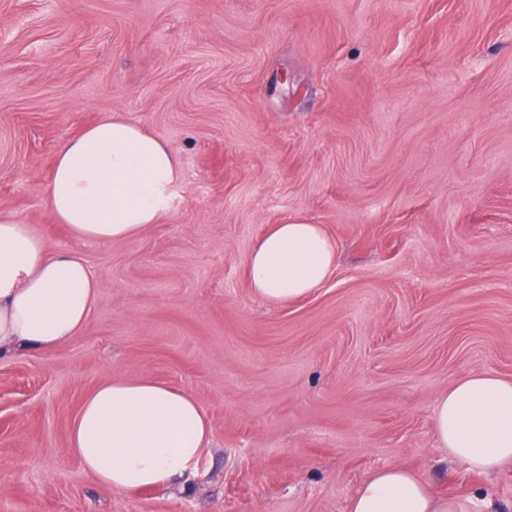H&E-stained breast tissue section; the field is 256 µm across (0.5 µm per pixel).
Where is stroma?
<instances>
[{
    "instance_id": "35a3bbf8",
    "label": "stroma",
    "mask_w": 512,
    "mask_h": 512,
    "mask_svg": "<svg viewBox=\"0 0 512 512\" xmlns=\"http://www.w3.org/2000/svg\"><path fill=\"white\" fill-rule=\"evenodd\" d=\"M176 150L159 223L76 237L55 153L103 114ZM0 214L99 283L77 336L0 359V512H348L404 465L512 512L434 429L439 395L512 380V0H0ZM302 217L327 280L269 305L246 261ZM195 395L212 439L183 488L117 492L69 435L109 379Z\"/></svg>"
}]
</instances>
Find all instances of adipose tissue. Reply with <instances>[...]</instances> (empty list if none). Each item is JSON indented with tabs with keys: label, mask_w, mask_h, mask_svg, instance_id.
Instances as JSON below:
<instances>
[{
	"label": "adipose tissue",
	"mask_w": 512,
	"mask_h": 512,
	"mask_svg": "<svg viewBox=\"0 0 512 512\" xmlns=\"http://www.w3.org/2000/svg\"><path fill=\"white\" fill-rule=\"evenodd\" d=\"M181 176L167 141L108 114L61 145L48 207L78 237L119 241L159 222ZM335 265L323 227L296 218L257 242L247 272L259 300L282 305L320 287ZM98 297V278L82 257L50 251L27 224L0 215V357L55 350L82 329ZM434 428L449 457L469 470L492 473L512 463V380L486 372L455 382L437 401ZM210 439V421L192 394L149 379H111L82 402L70 447L88 476L125 492L181 479ZM348 512L462 510L417 471L393 466L368 475Z\"/></svg>",
	"instance_id": "adipose-tissue-1"
}]
</instances>
